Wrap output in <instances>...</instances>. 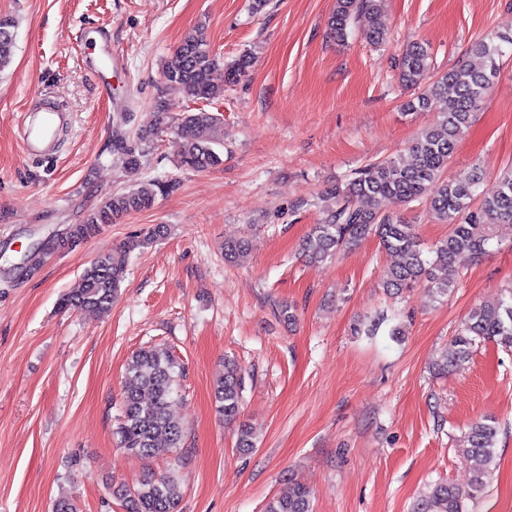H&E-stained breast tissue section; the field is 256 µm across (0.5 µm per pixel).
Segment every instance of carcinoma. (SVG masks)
<instances>
[{"label": "carcinoma", "instance_id": "cac0c4a2", "mask_svg": "<svg viewBox=\"0 0 512 512\" xmlns=\"http://www.w3.org/2000/svg\"><path fill=\"white\" fill-rule=\"evenodd\" d=\"M337 40L345 41L354 31L374 45L387 40L378 21V0H336L330 20ZM16 20L0 14V69L6 67L15 42ZM205 23L187 35L166 59L163 66L164 92H184L196 99L211 101L224 95V86L213 81L219 59L204 38ZM512 48V34L495 39H477L468 54L479 60L462 59L442 73H431V54L415 44L397 60L399 79L413 95L403 104L407 112L434 111L436 121L411 141L414 162L383 161L364 166L345 183L325 191L329 200L317 224L302 242V252L311 264L322 263L340 250L374 236L382 247L397 257L389 268L383 288L397 292L418 282L427 285L429 294L440 299L452 293L456 282L448 278V267L459 257L478 260L491 245L487 226L512 224V170L492 184L485 183L483 170L473 167L464 181L446 177L458 139L471 126L474 113L500 73L503 46ZM249 66L243 54L224 67L225 83L237 82ZM155 127L137 133L136 139L116 140L125 171L138 175L153 137L173 130L180 139L179 165L197 172L218 166L215 150L218 117L203 109L185 112L175 119L165 109L163 99L155 104ZM174 179L137 180L132 188L116 192L99 203L81 224H72L60 238L49 242L51 252L68 251L98 236L104 226L122 217L152 207L156 196L172 192ZM387 199L425 206L431 219L451 225L448 237L426 252L415 225L382 211ZM165 224H154L131 240L120 242L98 254L81 273L74 288L62 297V306L100 314L112 310V302L123 282L130 252L168 235ZM509 299L492 307L471 311L460 331L442 352L435 369L446 372L470 362L478 344L495 341L512 348V290ZM182 369L170 352L150 346L142 348L127 362L121 414L115 434L119 447L141 460L151 459L159 448H178L184 437L182 425L169 413V404L178 394ZM245 389V371L233 360L224 361V378L214 390L216 411L224 422L238 424L237 449H254L253 434L238 423ZM469 447L463 449L471 461L472 479L468 488L435 483L413 505L412 512H469V502L481 496L486 478L496 458L497 429L475 422L469 427ZM183 496L182 484L171 474L158 475L147 470L135 489L112 487V497L124 512H178ZM265 512H314L310 490L301 483L284 496L274 497Z\"/></svg>", "mask_w": 512, "mask_h": 512}]
</instances>
